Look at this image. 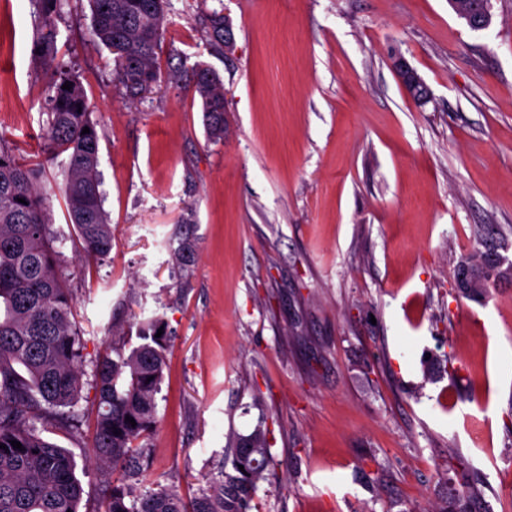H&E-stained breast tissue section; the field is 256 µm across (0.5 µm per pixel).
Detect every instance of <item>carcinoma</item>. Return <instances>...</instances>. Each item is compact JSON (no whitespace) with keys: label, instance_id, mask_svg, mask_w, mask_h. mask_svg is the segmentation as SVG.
<instances>
[{"label":"carcinoma","instance_id":"carcinoma-1","mask_svg":"<svg viewBox=\"0 0 512 512\" xmlns=\"http://www.w3.org/2000/svg\"><path fill=\"white\" fill-rule=\"evenodd\" d=\"M41 3L34 42L46 76L47 161L66 156L63 193L69 221L84 251L103 258L112 251V225L102 204L99 136L82 84L57 63L58 0ZM166 3L89 0L92 37L113 56V76L131 103L146 88L158 89L169 80L156 61ZM198 25L210 49L224 54V13L205 10ZM67 81L70 90L63 88ZM193 83L207 136L219 142L224 139V83L203 65L193 70ZM85 127L89 132L84 134ZM40 172L41 166L20 162L0 142V512H80L83 495L72 455L37 427L39 422L68 427L60 409L81 398L84 358L73 297L52 245L48 203L38 186ZM479 237L484 250L462 260L456 274L468 270L489 288L506 271L489 246L492 230H482ZM138 338L129 353L114 348L94 364L92 461L120 473L99 512H250L257 482L272 459L260 424L248 435L230 436V468L218 471L208 488L189 501L170 487L142 489L132 483L149 465L135 442L155 426L168 325L160 317L149 319ZM128 416L136 425L126 421ZM13 440L22 449L14 448Z\"/></svg>","mask_w":512,"mask_h":512}]
</instances>
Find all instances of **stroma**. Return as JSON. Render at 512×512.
<instances>
[{
	"label": "stroma",
	"mask_w": 512,
	"mask_h": 512,
	"mask_svg": "<svg viewBox=\"0 0 512 512\" xmlns=\"http://www.w3.org/2000/svg\"><path fill=\"white\" fill-rule=\"evenodd\" d=\"M37 8L0 0V138L43 166L85 342L75 428L44 431L75 458L81 512L113 480L90 461L93 362L137 345L154 317L170 342L156 424L138 441L142 484L198 496L229 435L264 413L273 459L251 512H437L471 493L479 512H512V274L479 302L455 286L480 227L512 264V0H492L483 31L448 0H169L158 64L180 79L132 105L88 0H60L58 60L98 124L102 260L65 220L62 159L44 161ZM221 8L226 58L196 24ZM396 52L426 104L403 91ZM199 63L224 83L218 143L191 81ZM391 66L407 96L419 105L425 104L429 99L430 92L418 72L398 53L392 56Z\"/></svg>",
	"instance_id": "stroma-1"
}]
</instances>
